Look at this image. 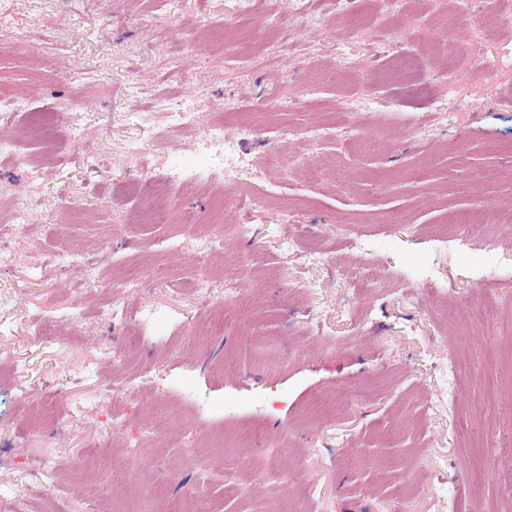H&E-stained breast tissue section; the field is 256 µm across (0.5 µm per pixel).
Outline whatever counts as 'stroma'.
Returning a JSON list of instances; mask_svg holds the SVG:
<instances>
[{
    "label": "stroma",
    "instance_id": "obj_1",
    "mask_svg": "<svg viewBox=\"0 0 512 512\" xmlns=\"http://www.w3.org/2000/svg\"><path fill=\"white\" fill-rule=\"evenodd\" d=\"M454 2L0 0V142L45 163L0 160V512H512V269L482 270L512 252V42L378 80ZM219 122L241 164L167 199L200 223H131L119 188L201 172ZM95 446L136 449L127 483Z\"/></svg>",
    "mask_w": 512,
    "mask_h": 512
}]
</instances>
